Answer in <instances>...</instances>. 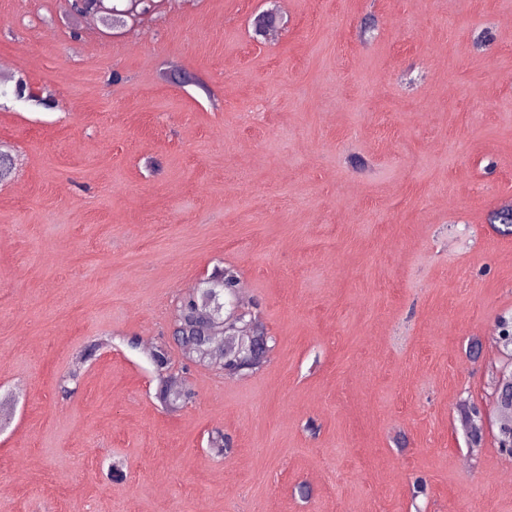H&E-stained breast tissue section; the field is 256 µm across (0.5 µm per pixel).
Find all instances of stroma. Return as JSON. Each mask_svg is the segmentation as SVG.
Segmentation results:
<instances>
[{"mask_svg": "<svg viewBox=\"0 0 512 512\" xmlns=\"http://www.w3.org/2000/svg\"><path fill=\"white\" fill-rule=\"evenodd\" d=\"M0 62V512H512V0H0ZM224 266L274 347L170 411L143 340Z\"/></svg>", "mask_w": 512, "mask_h": 512, "instance_id": "obj_1", "label": "stroma"}]
</instances>
